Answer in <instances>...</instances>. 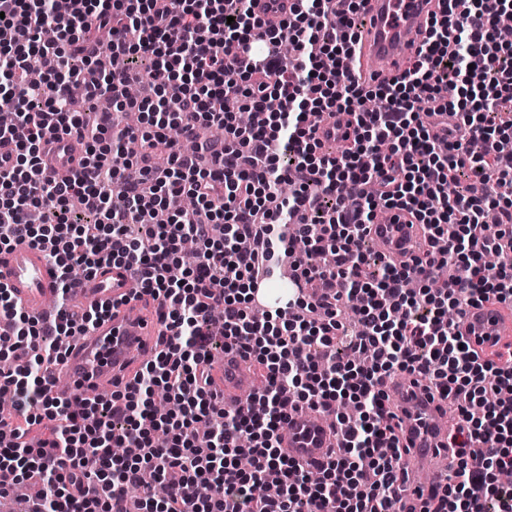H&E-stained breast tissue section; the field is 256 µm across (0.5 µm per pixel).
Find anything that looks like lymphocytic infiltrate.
Listing matches in <instances>:
<instances>
[{
	"instance_id": "1",
	"label": "lymphocytic infiltrate",
	"mask_w": 512,
	"mask_h": 512,
	"mask_svg": "<svg viewBox=\"0 0 512 512\" xmlns=\"http://www.w3.org/2000/svg\"><path fill=\"white\" fill-rule=\"evenodd\" d=\"M0 0V250L50 245L60 295L103 265L132 270L139 293L158 300L169 332L133 385L105 405H75L52 393L64 356L47 336L83 335L98 311L60 310L51 329L0 285V317L31 355L0 371L14 410L0 415V497L24 483L35 512H390L400 501L407 450L403 420L385 383L448 400L454 423L450 474L409 512H512V356H484L455 318L484 303L512 304V43L495 24L512 0H435L410 68L377 84L349 75L362 0H294L282 25L264 29L255 0ZM293 46V57L282 52ZM107 49L111 68L85 80ZM151 92L132 99L141 61ZM108 105L86 133L71 105L75 88ZM382 109H369L373 98ZM254 114L251 126L235 112ZM139 112L147 131L112 122ZM346 112L353 139L321 153L315 121ZM224 136L203 140V126ZM52 129L83 146L77 170L39 180L42 138ZM147 152L129 157L123 144ZM168 164L154 165L152 150ZM137 167V179L124 172ZM466 175L468 185L448 193ZM193 196L194 210L178 200ZM408 209L427 249L398 266L367 253L365 228L384 208ZM146 225L134 237L130 224ZM194 239L197 260L182 263ZM331 251L336 263L323 265ZM499 263L487 267V254ZM304 284L339 287L333 300L295 299L252 317L256 280L281 255ZM224 311V346L260 379L253 403L228 411L212 388L206 324ZM334 414L341 445L318 466L279 450L289 409ZM249 468H240L239 457ZM166 487L156 497L140 474ZM98 497L77 499L86 484Z\"/></svg>"
}]
</instances>
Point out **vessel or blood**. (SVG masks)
Returning a JSON list of instances; mask_svg holds the SVG:
<instances>
[{"label": "vessel or blood", "instance_id": "vessel-or-blood-1", "mask_svg": "<svg viewBox=\"0 0 512 512\" xmlns=\"http://www.w3.org/2000/svg\"><path fill=\"white\" fill-rule=\"evenodd\" d=\"M290 5L291 0H256L255 11L267 27L273 28L287 16ZM434 8L433 0H366L358 13L357 40L350 64L352 76L360 82H380L402 72L405 61L418 47ZM346 130V125L326 118L318 122L316 136L328 150ZM47 141L52 152L45 156L39 176L58 179L67 175L73 164L57 157L54 150L74 147L76 138L51 133ZM410 220L407 212L392 209L385 211L379 223L369 225L368 233L380 243L386 260L409 262L420 253L421 230ZM0 283L12 290L25 311L40 320L45 319L47 306L58 293L47 250L24 244L0 252ZM134 287L131 271L104 266L72 288L71 296L80 308L104 307L108 314L71 344L64 359L54 366V377L59 381L54 389L56 395L73 400L91 388L109 387L116 382L128 385L146 353L162 348L168 332L161 319L144 314L145 300L134 296ZM252 303L267 310L287 305L286 299L271 294L266 278L257 281ZM459 329L472 346L489 352L498 349L512 329V316L506 315L502 306L484 304L470 308L460 320ZM218 371L220 378L214 386L223 392L225 407H240L239 390L251 378L249 361L228 352ZM384 389L403 411L406 435L411 441L404 499L415 505L420 492L445 481L436 450L447 439L443 424L448 404L429 400L422 389L411 386L405 378L387 382ZM279 443L288 459L316 466L334 454L339 437L320 414L296 408L288 412Z\"/></svg>", "mask_w": 512, "mask_h": 512}]
</instances>
